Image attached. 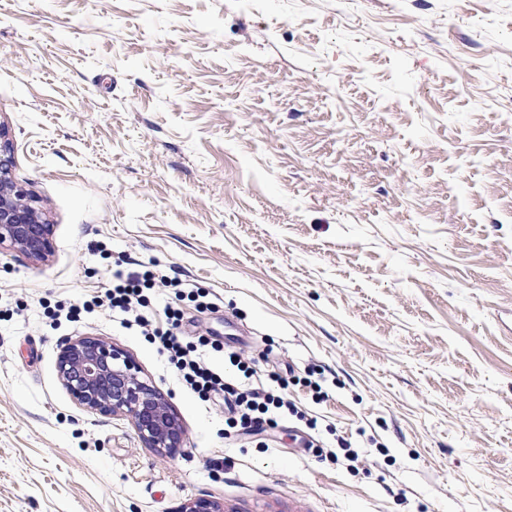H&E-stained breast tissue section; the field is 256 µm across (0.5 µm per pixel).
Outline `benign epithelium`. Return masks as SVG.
<instances>
[{
    "label": "benign epithelium",
    "instance_id": "obj_1",
    "mask_svg": "<svg viewBox=\"0 0 512 512\" xmlns=\"http://www.w3.org/2000/svg\"><path fill=\"white\" fill-rule=\"evenodd\" d=\"M14 151L0 125V247L44 262L52 254L53 225L26 188L13 176ZM60 381L80 406L99 413L131 414L139 437L151 448L175 453L184 446L183 425L172 406L121 350L96 337H82L60 346ZM174 512H223L221 505L198 497Z\"/></svg>",
    "mask_w": 512,
    "mask_h": 512
}]
</instances>
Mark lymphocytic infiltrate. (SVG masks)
<instances>
[{
	"instance_id": "obj_1",
	"label": "lymphocytic infiltrate",
	"mask_w": 512,
	"mask_h": 512,
	"mask_svg": "<svg viewBox=\"0 0 512 512\" xmlns=\"http://www.w3.org/2000/svg\"><path fill=\"white\" fill-rule=\"evenodd\" d=\"M179 279L147 272L123 274L115 272L107 287L92 299L71 305L70 314L77 315L105 307L120 316L126 328L139 329L142 335L157 344L170 365L174 367L184 386L207 399L220 394L227 410V425L233 435H256L265 427L294 412V405L285 394L286 382L277 374H270L267 381H254L253 370L238 354H230L231 365L240 372V379L233 380L216 371L197 353L194 346L183 340V312L174 306L164 310L163 322H156L146 312L145 290L171 288L176 299H183Z\"/></svg>"
}]
</instances>
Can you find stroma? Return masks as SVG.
I'll list each match as a JSON object with an SVG mask.
<instances>
[{"label": "stroma", "mask_w": 512, "mask_h": 512, "mask_svg": "<svg viewBox=\"0 0 512 512\" xmlns=\"http://www.w3.org/2000/svg\"><path fill=\"white\" fill-rule=\"evenodd\" d=\"M0 126L55 247L0 251V512H512V0H0ZM154 262L299 414L227 440L111 311L48 318ZM85 336L180 451L72 401ZM60 381L80 406L99 413L131 414L139 437L150 448L176 453L184 446L183 425L158 390L139 378L132 360L112 344L82 337L60 346Z\"/></svg>", "instance_id": "35a3bbf8"}]
</instances>
